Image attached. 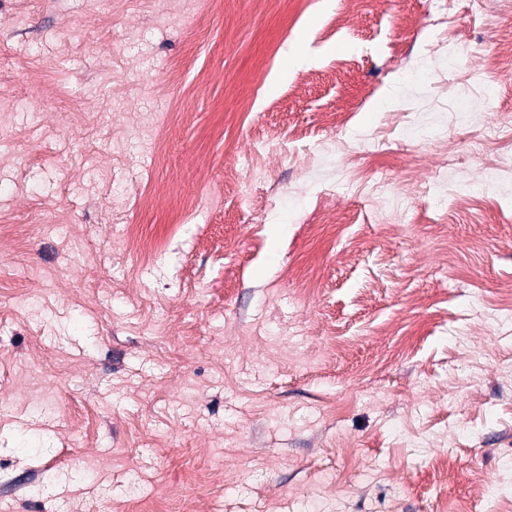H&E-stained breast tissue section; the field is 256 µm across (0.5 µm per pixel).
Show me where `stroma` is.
Segmentation results:
<instances>
[{
  "mask_svg": "<svg viewBox=\"0 0 512 512\" xmlns=\"http://www.w3.org/2000/svg\"><path fill=\"white\" fill-rule=\"evenodd\" d=\"M347 6L0 0V512H512V0Z\"/></svg>",
  "mask_w": 512,
  "mask_h": 512,
  "instance_id": "35a3bbf8",
  "label": "stroma"
}]
</instances>
